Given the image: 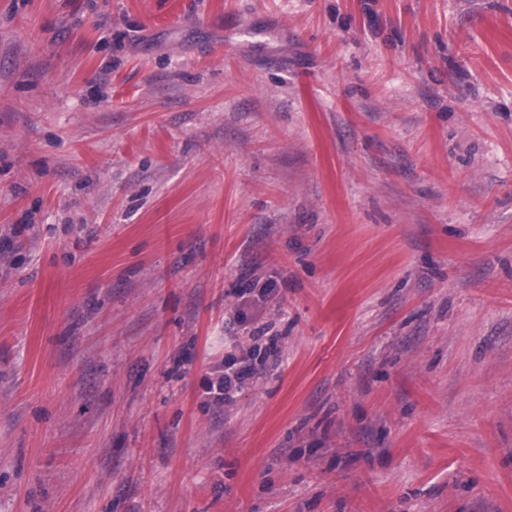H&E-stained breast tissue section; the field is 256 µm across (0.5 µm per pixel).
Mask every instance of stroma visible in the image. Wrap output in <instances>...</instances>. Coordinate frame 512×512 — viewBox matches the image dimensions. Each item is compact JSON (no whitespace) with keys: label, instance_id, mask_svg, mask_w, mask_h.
<instances>
[{"label":"stroma","instance_id":"stroma-1","mask_svg":"<svg viewBox=\"0 0 512 512\" xmlns=\"http://www.w3.org/2000/svg\"><path fill=\"white\" fill-rule=\"evenodd\" d=\"M5 241L0 512H512V0H0ZM259 369L250 356L224 358V374L216 385L214 399L224 405L231 403L235 394L256 378Z\"/></svg>","mask_w":512,"mask_h":512}]
</instances>
